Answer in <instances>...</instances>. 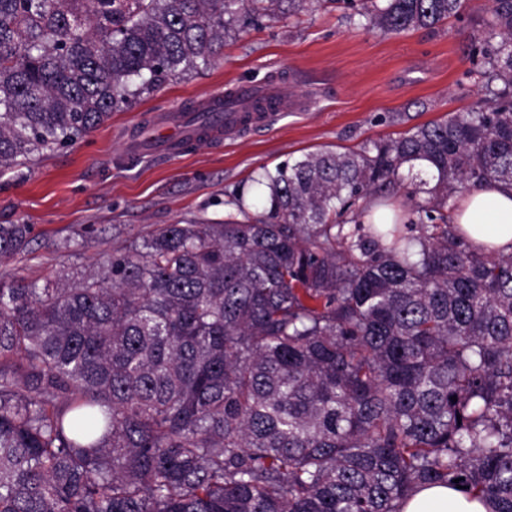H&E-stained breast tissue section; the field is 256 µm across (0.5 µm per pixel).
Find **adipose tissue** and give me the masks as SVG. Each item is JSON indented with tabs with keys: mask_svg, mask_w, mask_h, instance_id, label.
<instances>
[{
	"mask_svg": "<svg viewBox=\"0 0 512 512\" xmlns=\"http://www.w3.org/2000/svg\"><path fill=\"white\" fill-rule=\"evenodd\" d=\"M473 244H488L512 252V185L495 183L471 191L451 214ZM401 512H487L483 502L464 489L446 485L422 488L401 507Z\"/></svg>",
	"mask_w": 512,
	"mask_h": 512,
	"instance_id": "1",
	"label": "adipose tissue"
}]
</instances>
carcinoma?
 Instances as JSON below:
<instances>
[{"instance_id": "cac0c4a2", "label": "carcinoma", "mask_w": 512, "mask_h": 512, "mask_svg": "<svg viewBox=\"0 0 512 512\" xmlns=\"http://www.w3.org/2000/svg\"><path fill=\"white\" fill-rule=\"evenodd\" d=\"M324 2L0 0V168ZM348 4L398 35L463 0ZM478 43L496 88L466 112L285 162L99 270L1 275L0 512H400L455 483L512 512V253L448 222L512 183V0ZM33 241L0 224V262Z\"/></svg>"}]
</instances>
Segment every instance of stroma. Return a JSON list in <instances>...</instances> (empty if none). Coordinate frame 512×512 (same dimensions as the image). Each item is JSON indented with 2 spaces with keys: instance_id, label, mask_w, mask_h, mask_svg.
<instances>
[{
  "instance_id": "stroma-1",
  "label": "stroma",
  "mask_w": 512,
  "mask_h": 512,
  "mask_svg": "<svg viewBox=\"0 0 512 512\" xmlns=\"http://www.w3.org/2000/svg\"><path fill=\"white\" fill-rule=\"evenodd\" d=\"M485 9L469 0L437 28L397 36L332 4L247 28L207 70L168 80L32 167L0 170V224L35 234L31 253L0 264V274L42 280L99 266L163 225L223 221L233 194H259L264 171L304 153L357 150L467 111L485 94L474 40ZM240 83L278 90L287 111L227 138L158 145L161 115L204 116V98Z\"/></svg>"
}]
</instances>
